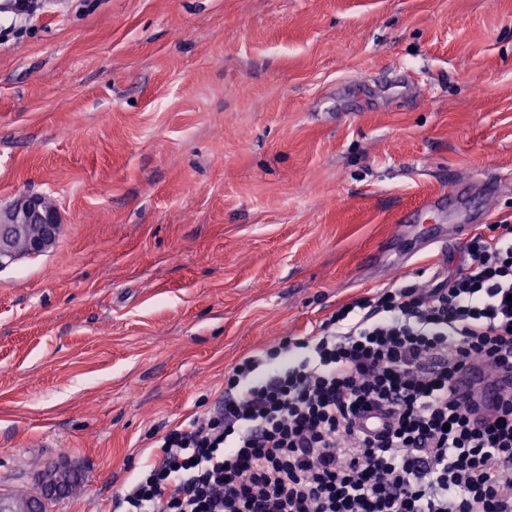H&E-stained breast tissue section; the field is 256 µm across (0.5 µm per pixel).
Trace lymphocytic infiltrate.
<instances>
[{"mask_svg":"<svg viewBox=\"0 0 512 512\" xmlns=\"http://www.w3.org/2000/svg\"><path fill=\"white\" fill-rule=\"evenodd\" d=\"M466 250L242 358L113 512H512V392L480 420L453 387L472 364L512 371V225Z\"/></svg>","mask_w":512,"mask_h":512,"instance_id":"f902f5d3","label":"lymphocytic infiltrate"}]
</instances>
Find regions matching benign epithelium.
Masks as SVG:
<instances>
[{"label": "benign epithelium", "instance_id": "benign-epithelium-1", "mask_svg": "<svg viewBox=\"0 0 512 512\" xmlns=\"http://www.w3.org/2000/svg\"><path fill=\"white\" fill-rule=\"evenodd\" d=\"M59 227V211L46 196L24 194L12 204L1 208L0 266L47 252L57 239ZM76 482L74 471L59 465L42 477V497L28 496L20 499L14 512H46L44 502L63 499Z\"/></svg>", "mask_w": 512, "mask_h": 512}]
</instances>
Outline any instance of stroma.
<instances>
[{"mask_svg": "<svg viewBox=\"0 0 512 512\" xmlns=\"http://www.w3.org/2000/svg\"><path fill=\"white\" fill-rule=\"evenodd\" d=\"M409 74L413 95L390 81ZM485 216L399 223L449 181ZM0 492L66 461L112 512L238 361L512 224V0H51L0 16ZM60 215L53 201L24 194L0 209V266L47 252L55 243Z\"/></svg>", "mask_w": 512, "mask_h": 512, "instance_id": "35a3bbf8", "label": "stroma"}]
</instances>
